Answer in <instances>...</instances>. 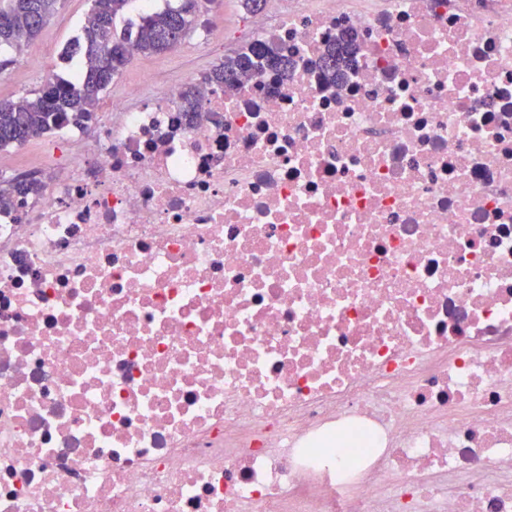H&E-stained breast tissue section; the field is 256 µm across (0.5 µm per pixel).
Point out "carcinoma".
I'll return each mask as SVG.
<instances>
[{"mask_svg":"<svg viewBox=\"0 0 512 512\" xmlns=\"http://www.w3.org/2000/svg\"><path fill=\"white\" fill-rule=\"evenodd\" d=\"M60 0H6L0 6V52L20 49L47 25ZM216 0H176L162 9L138 10L137 0H91L90 24L66 47L68 56L80 57L77 79L49 80L37 90L0 100V149L21 146L32 138L57 132L69 125L88 127L95 120L103 92L132 58L133 53L155 54L174 49L195 28L198 16ZM137 12L130 24L131 37L117 32V22L128 11ZM357 36L341 30L319 57V67L332 84L345 77L355 62ZM291 60L272 54L260 43L224 57L206 79L232 88L265 70L288 73ZM44 184L37 178L17 177L0 190V202L9 195L38 194Z\"/></svg>","mask_w":512,"mask_h":512,"instance_id":"carcinoma-1","label":"carcinoma"}]
</instances>
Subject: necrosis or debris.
<instances>
[{"label": "necrosis or debris", "mask_w": 512, "mask_h": 512, "mask_svg": "<svg viewBox=\"0 0 512 512\" xmlns=\"http://www.w3.org/2000/svg\"><path fill=\"white\" fill-rule=\"evenodd\" d=\"M253 28L0 208V512H512V0ZM357 50L356 34L350 30H340L336 40L329 43L319 57V67L329 83L335 84L345 77L355 62Z\"/></svg>", "instance_id": "4bbe7bcc"}]
</instances>
